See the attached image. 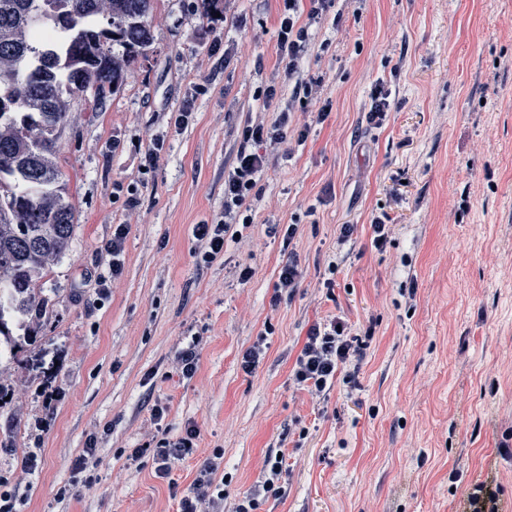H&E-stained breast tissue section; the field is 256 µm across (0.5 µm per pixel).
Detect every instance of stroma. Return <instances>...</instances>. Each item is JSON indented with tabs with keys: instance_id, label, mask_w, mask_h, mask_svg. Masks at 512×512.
I'll return each instance as SVG.
<instances>
[{
	"instance_id": "1",
	"label": "stroma",
	"mask_w": 512,
	"mask_h": 512,
	"mask_svg": "<svg viewBox=\"0 0 512 512\" xmlns=\"http://www.w3.org/2000/svg\"><path fill=\"white\" fill-rule=\"evenodd\" d=\"M196 5L159 0L148 60L61 136L77 227L44 282L53 310L0 405V440L14 442L0 447V476L16 512H177L170 481L190 489L217 448L226 512L277 451L291 476L262 512H472L479 490L493 512H512V0H335L342 26L315 28L304 63L332 110L316 122L286 91L263 112L270 122L289 111V155L210 264L195 257L193 226L224 207L258 90L288 78L278 0H223L215 21ZM378 82L393 107L376 127ZM183 111L188 124L170 126ZM159 136L160 160L142 172ZM117 182L138 189L132 216L112 200ZM384 213L379 251L370 224ZM122 221V273L103 293L97 259ZM273 221L296 224L294 239L271 236ZM345 224L358 231L342 244ZM292 256L297 287L275 297ZM336 317L373 341L357 386L336 383L321 406L293 367L309 327ZM195 335L187 378L176 358ZM191 424L197 452L170 477L130 464L157 430L174 440ZM91 439L95 477L71 484ZM25 448L37 449L36 470L22 468Z\"/></svg>"
}]
</instances>
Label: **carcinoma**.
I'll return each mask as SVG.
<instances>
[{
  "label": "carcinoma",
  "instance_id": "obj_1",
  "mask_svg": "<svg viewBox=\"0 0 512 512\" xmlns=\"http://www.w3.org/2000/svg\"><path fill=\"white\" fill-rule=\"evenodd\" d=\"M0 0V181L12 183L0 207V347L49 318L42 285L67 251L76 207L60 185L58 143L77 100L93 109L117 95L128 69L147 60V19L157 0H111L112 30L98 25L99 0Z\"/></svg>",
  "mask_w": 512,
  "mask_h": 512
}]
</instances>
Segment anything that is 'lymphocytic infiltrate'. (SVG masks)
<instances>
[{
  "label": "lymphocytic infiltrate",
  "instance_id": "obj_1",
  "mask_svg": "<svg viewBox=\"0 0 512 512\" xmlns=\"http://www.w3.org/2000/svg\"><path fill=\"white\" fill-rule=\"evenodd\" d=\"M277 49L286 64L292 95L302 105L318 104L317 121H324L331 111L330 103L322 102L323 80L303 77L301 63L308 52L311 32L323 24L330 14L333 0H281ZM288 115L279 113L272 122H247L239 131L235 161L224 178V208L212 221L194 225L193 236L199 243L198 261L209 264L224 253V241L235 225L252 223L253 191L272 161L285 155ZM372 334L350 333L344 321L334 319L312 325L296 359L293 381L318 400H326L336 381L355 383L357 369L371 345ZM196 427H187L176 441L159 439L154 447L133 449L131 460L152 458L156 472L166 477L172 462L185 460L197 449ZM219 464L209 460L199 471L191 489L181 493L179 512H224V480L219 477ZM264 479L258 489L239 500L233 512H258L263 501L277 499L285 493L288 473L278 456H266Z\"/></svg>",
  "mask_w": 512,
  "mask_h": 512
}]
</instances>
